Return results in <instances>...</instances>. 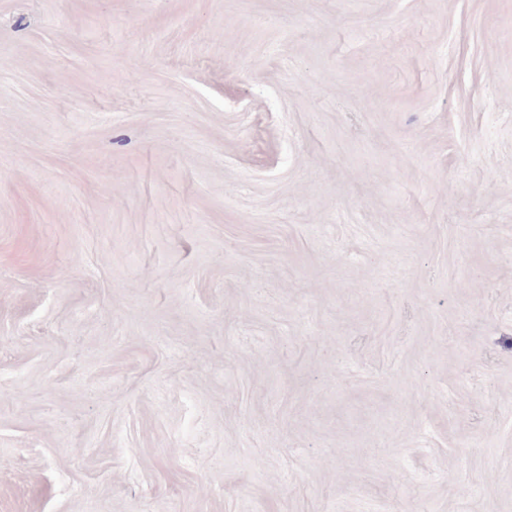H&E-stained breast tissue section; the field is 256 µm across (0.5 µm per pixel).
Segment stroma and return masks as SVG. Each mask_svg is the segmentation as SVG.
Masks as SVG:
<instances>
[{
	"label": "stroma",
	"mask_w": 512,
	"mask_h": 512,
	"mask_svg": "<svg viewBox=\"0 0 512 512\" xmlns=\"http://www.w3.org/2000/svg\"><path fill=\"white\" fill-rule=\"evenodd\" d=\"M0 512H512V0H0Z\"/></svg>",
	"instance_id": "1"
}]
</instances>
